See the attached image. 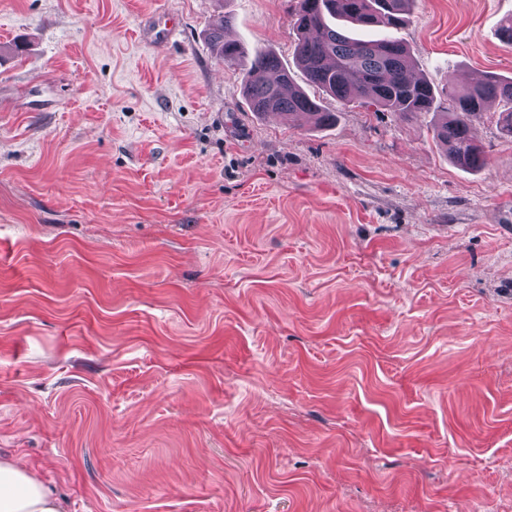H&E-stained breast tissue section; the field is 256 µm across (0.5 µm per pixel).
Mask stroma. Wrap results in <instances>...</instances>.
Wrapping results in <instances>:
<instances>
[{"instance_id":"obj_1","label":"stroma","mask_w":512,"mask_h":512,"mask_svg":"<svg viewBox=\"0 0 512 512\" xmlns=\"http://www.w3.org/2000/svg\"><path fill=\"white\" fill-rule=\"evenodd\" d=\"M293 0H0V455L65 512H512V0H415L436 109L249 112ZM172 18L167 42L142 31ZM230 25V20L222 16L215 21L208 30V41L214 53L225 64H236L243 54V48L237 41H228L224 37L225 29ZM448 100L452 112L436 123L433 138L456 165L481 167L484 159L481 148L470 135L471 122L487 109L489 103L500 100L507 107L498 113L497 124L512 134V78L477 73L462 87L449 80Z\"/></svg>"}]
</instances>
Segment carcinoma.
<instances>
[{"mask_svg": "<svg viewBox=\"0 0 512 512\" xmlns=\"http://www.w3.org/2000/svg\"><path fill=\"white\" fill-rule=\"evenodd\" d=\"M413 0H298L293 27L298 38L295 61L305 82L345 103H359L377 112L404 116L432 112L434 86L409 77L411 57L393 31L405 22ZM228 17L208 30L214 53L226 64L237 63L243 48L224 37ZM243 89L250 111L276 113L286 120L307 119L329 126L335 114L292 82L288 71L272 53L260 51L244 74ZM452 111L436 123L435 142L456 165L478 168L484 164L481 148L470 135L474 118L488 104L500 100L499 127L512 133V78L477 73L463 86L448 80Z\"/></svg>", "mask_w": 512, "mask_h": 512, "instance_id": "obj_1", "label": "carcinoma"}]
</instances>
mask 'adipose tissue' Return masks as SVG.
<instances>
[{"mask_svg":"<svg viewBox=\"0 0 512 512\" xmlns=\"http://www.w3.org/2000/svg\"><path fill=\"white\" fill-rule=\"evenodd\" d=\"M0 512H63L51 480L12 456L0 457Z\"/></svg>","mask_w":512,"mask_h":512,"instance_id":"1","label":"adipose tissue"}]
</instances>
